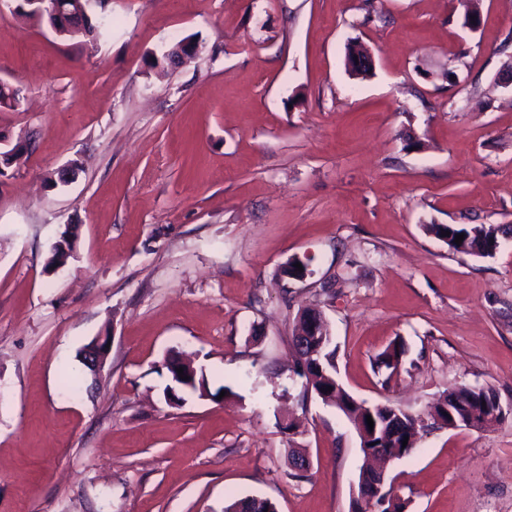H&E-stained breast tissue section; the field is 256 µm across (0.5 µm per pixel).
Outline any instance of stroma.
Listing matches in <instances>:
<instances>
[{"label": "stroma", "mask_w": 512, "mask_h": 512, "mask_svg": "<svg viewBox=\"0 0 512 512\" xmlns=\"http://www.w3.org/2000/svg\"><path fill=\"white\" fill-rule=\"evenodd\" d=\"M467 3L110 0L89 42L0 0V133L28 142L0 176V512H351L360 438L294 372L305 308L356 399L493 388L501 422L420 431L391 471L406 512H512V241L461 255L425 230L512 225V0H477L473 32ZM183 39L195 59L152 66ZM172 358L206 394L168 400ZM108 338L97 339L89 348L84 349L83 361L86 366L93 372L99 373L105 365L109 347Z\"/></svg>", "instance_id": "obj_1"}]
</instances>
